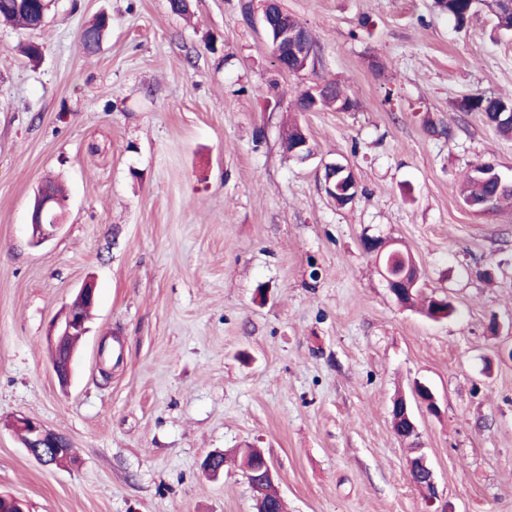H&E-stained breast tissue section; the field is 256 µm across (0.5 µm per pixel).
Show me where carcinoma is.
<instances>
[{
  "label": "carcinoma",
  "instance_id": "carcinoma-1",
  "mask_svg": "<svg viewBox=\"0 0 512 512\" xmlns=\"http://www.w3.org/2000/svg\"><path fill=\"white\" fill-rule=\"evenodd\" d=\"M482 0H435L436 7L458 27L467 24L477 11ZM495 27L503 32L512 31V0H498L495 4ZM48 10V0H0V21L22 30H37L42 27ZM108 31L103 16L96 17L82 30L80 41L88 53L96 52ZM327 94L323 95L320 106L333 108L338 112H349L356 106L355 100L346 95L333 82L324 84ZM459 108L463 112H478L484 121L501 134H512V125L507 121L497 122L499 112L512 109V99L476 93L462 100ZM512 178L502 173L489 162H480L467 169L462 181L463 203L475 213L493 215L505 204L512 203V189L506 185ZM399 248L393 245L378 256L379 263L387 265L392 272L400 267Z\"/></svg>",
  "mask_w": 512,
  "mask_h": 512
}]
</instances>
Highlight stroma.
I'll return each instance as SVG.
<instances>
[{
	"label": "stroma",
	"instance_id": "stroma-1",
	"mask_svg": "<svg viewBox=\"0 0 512 512\" xmlns=\"http://www.w3.org/2000/svg\"><path fill=\"white\" fill-rule=\"evenodd\" d=\"M280 2L315 68L277 66L260 0H50L40 29L0 25V494L27 512H254L242 448L264 450L285 512H512V207L482 216L459 194L473 164L512 176V137L459 109L512 98V34L484 7L456 28L434 0ZM326 80L356 109L296 111ZM292 120L308 161L284 147ZM334 163L358 184L344 208ZM49 178L69 207L36 244ZM366 234L406 247L454 314L400 306ZM88 283L64 387L54 320ZM417 382L438 409L404 441L392 404ZM20 416L71 461L29 455ZM419 454L430 505L407 475ZM103 17L104 15H98L90 24L84 27L80 34L81 44L88 53H95L99 49L104 35L112 26V19H110V24L106 28L103 24ZM347 171H349V168L347 166H344L341 164H336V165H333L331 168H329L328 174L324 177V189L326 191V194L334 202H335L334 196H336V202L340 205L346 204V201L344 200L345 197L341 194L336 193V190L339 193H342L347 196V198H346L347 202L353 201L354 198L356 197V195H355L356 180L355 179H353V183H351L348 180L343 185V187L339 186V184L343 183V181L345 180V178H342V177H346L347 179H349L350 176L352 175V173H347V174L343 173V172H347ZM341 173H343V174L340 175ZM338 175H340V176L337 178V180L340 178H342V179H340L338 182H336V176H338ZM351 189H353L354 192L350 193ZM408 474L410 480L414 483V476H418L425 480L430 490L426 492V500L432 502L437 496L436 483L432 468L427 463L424 456H416L408 461Z\"/></svg>",
	"mask_w": 512,
	"mask_h": 512
}]
</instances>
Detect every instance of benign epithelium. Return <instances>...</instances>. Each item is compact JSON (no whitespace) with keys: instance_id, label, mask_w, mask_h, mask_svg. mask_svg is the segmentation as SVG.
Segmentation results:
<instances>
[{"instance_id":"benign-epithelium-1","label":"benign epithelium","mask_w":512,"mask_h":512,"mask_svg":"<svg viewBox=\"0 0 512 512\" xmlns=\"http://www.w3.org/2000/svg\"><path fill=\"white\" fill-rule=\"evenodd\" d=\"M260 21L265 32L276 35L272 43L273 54L277 64H282V59L288 54L299 61L298 70H306L315 64L313 48L309 46L303 36V27L296 20L284 13L278 0H263ZM293 153L299 160L305 162L313 155V146L305 131L301 130L295 140ZM349 171V168L336 164L329 168L324 177V189L329 198H334L340 192L347 196V201L355 198L353 190L356 183L346 182L339 185L336 176ZM65 201L53 195L49 191L40 190L30 212L28 226L31 237L37 243H42L54 237L60 227L62 214L65 212ZM416 261L412 260L406 266L405 274L394 278L389 274L384 275L386 287L396 300L405 305L407 299L412 297L414 289L418 286L419 275ZM95 290L85 287L80 290L77 298L65 309L57 320L56 326L59 332L54 342V351L57 353L54 361V372L60 384L65 385L70 379V363L73 354L71 346L72 338L86 333L87 318L83 316V304L95 303ZM413 402H408L405 397L394 401L392 417L396 422H405L406 431L400 435L404 440L418 438V424L413 408H424L429 412L436 409L435 397L431 390L424 384L417 383L412 389ZM15 426L20 430L24 448L38 462L43 465H56L69 455V445L66 439L48 429L39 422L25 416L16 418ZM408 474L411 477L418 476L425 480L429 486L426 492V500L431 502L437 496L436 483L432 468L424 456H416L408 461ZM245 475L255 492V498H261L264 492V482L273 480L272 468L263 452H258V463L251 470H245Z\"/></svg>"}]
</instances>
